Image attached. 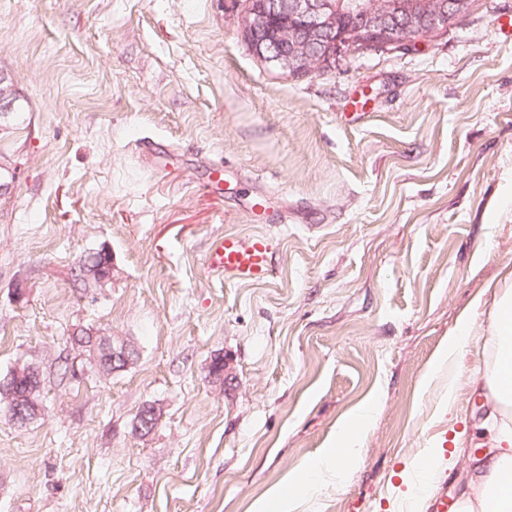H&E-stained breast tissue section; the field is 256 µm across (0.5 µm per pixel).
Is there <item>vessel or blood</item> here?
I'll list each match as a JSON object with an SVG mask.
<instances>
[{
    "label": "vessel or blood",
    "mask_w": 512,
    "mask_h": 512,
    "mask_svg": "<svg viewBox=\"0 0 512 512\" xmlns=\"http://www.w3.org/2000/svg\"><path fill=\"white\" fill-rule=\"evenodd\" d=\"M272 254L273 241L267 235H227L211 247L208 266L228 280L259 281L272 273ZM446 475L442 466L433 474L421 472L420 492L407 502L403 512H448V496L441 491Z\"/></svg>",
    "instance_id": "vessel-or-blood-1"
}]
</instances>
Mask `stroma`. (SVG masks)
I'll return each instance as SVG.
<instances>
[{
    "mask_svg": "<svg viewBox=\"0 0 512 512\" xmlns=\"http://www.w3.org/2000/svg\"><path fill=\"white\" fill-rule=\"evenodd\" d=\"M240 0H0V376L40 368L42 409L0 416V512H253L332 446L367 398L347 481L294 512H394L447 430L474 459L492 287L512 270V0H475L415 47L283 77L241 36ZM265 209L252 214L256 195ZM275 241L271 277L211 273L227 234ZM105 250L99 286L74 283ZM454 407L420 388L461 313ZM130 340L103 377L74 331ZM231 358L232 391L209 377ZM157 426L135 433L140 407ZM103 252L104 250L91 252L84 256V258L79 262V273L83 277V280L88 283H100L110 273V269L108 270V267H111V257L108 253L103 255ZM84 267H86L85 271H83Z\"/></svg>",
    "mask_w": 512,
    "mask_h": 512,
    "instance_id": "35a3bbf8",
    "label": "stroma"
}]
</instances>
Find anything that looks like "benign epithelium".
Listing matches in <instances>:
<instances>
[{
	"mask_svg": "<svg viewBox=\"0 0 512 512\" xmlns=\"http://www.w3.org/2000/svg\"><path fill=\"white\" fill-rule=\"evenodd\" d=\"M242 36L252 54L285 77L329 71L350 54L399 48L448 31L473 0H243ZM402 31L406 39L399 40Z\"/></svg>",
	"mask_w": 512,
	"mask_h": 512,
	"instance_id": "obj_1",
	"label": "benign epithelium"
}]
</instances>
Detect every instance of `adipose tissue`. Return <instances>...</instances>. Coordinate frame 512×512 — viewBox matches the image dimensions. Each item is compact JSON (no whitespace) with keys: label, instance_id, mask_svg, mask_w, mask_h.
Masks as SVG:
<instances>
[{"label":"adipose tissue","instance_id":"obj_1","mask_svg":"<svg viewBox=\"0 0 512 512\" xmlns=\"http://www.w3.org/2000/svg\"><path fill=\"white\" fill-rule=\"evenodd\" d=\"M491 318L496 367L485 378L484 386L492 399L490 412L497 415L512 407V292L497 295ZM472 334L471 318L461 317L455 332L434 358V371L449 372L444 385L447 401H454L456 396L457 376L451 371L454 359ZM373 411L372 403L366 401L343 420L334 446L294 481V491L310 494L324 478L342 481L350 475L359 460L361 438ZM489 434L488 449L469 475L468 485L474 494L464 497V512H512V423L495 424Z\"/></svg>","mask_w":512,"mask_h":512}]
</instances>
